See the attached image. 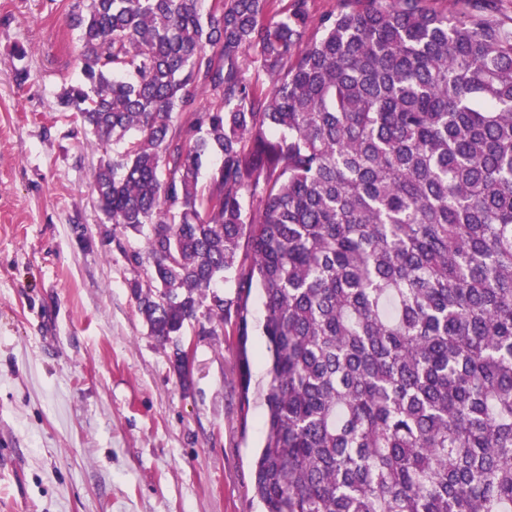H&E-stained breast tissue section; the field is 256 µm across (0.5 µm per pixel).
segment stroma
Here are the masks:
<instances>
[{
	"instance_id": "1",
	"label": "stroma",
	"mask_w": 512,
	"mask_h": 512,
	"mask_svg": "<svg viewBox=\"0 0 512 512\" xmlns=\"http://www.w3.org/2000/svg\"><path fill=\"white\" fill-rule=\"evenodd\" d=\"M76 0H0V512H259L269 383L260 289L248 363L193 324L181 376L131 295L142 237L90 188L102 144L62 107Z\"/></svg>"
}]
</instances>
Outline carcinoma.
Returning <instances> with one entry per match:
<instances>
[{
	"label": "carcinoma",
	"instance_id": "cac0c4a2",
	"mask_svg": "<svg viewBox=\"0 0 512 512\" xmlns=\"http://www.w3.org/2000/svg\"><path fill=\"white\" fill-rule=\"evenodd\" d=\"M277 2L70 13L61 104L117 146L91 186L145 238L138 310L243 345L261 288L263 512H512V18Z\"/></svg>",
	"mask_w": 512,
	"mask_h": 512
}]
</instances>
